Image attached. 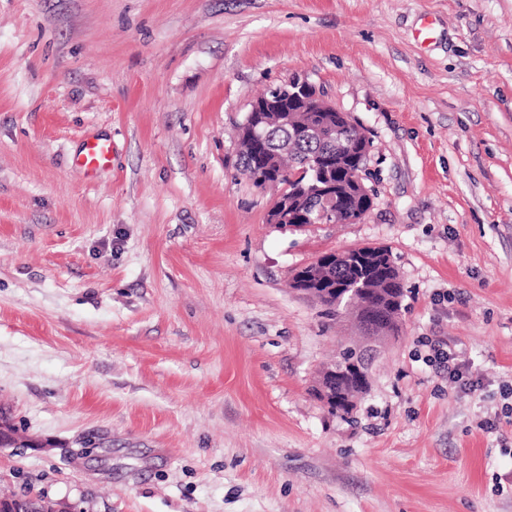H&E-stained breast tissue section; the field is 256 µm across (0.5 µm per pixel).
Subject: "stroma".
Here are the masks:
<instances>
[{
	"instance_id": "obj_1",
	"label": "stroma",
	"mask_w": 512,
	"mask_h": 512,
	"mask_svg": "<svg viewBox=\"0 0 512 512\" xmlns=\"http://www.w3.org/2000/svg\"><path fill=\"white\" fill-rule=\"evenodd\" d=\"M295 77L372 142L361 221L267 223L235 166ZM362 246L403 325L335 414L361 330L290 280ZM0 410L50 443L0 492L85 512H512V0H0ZM111 160L112 143L102 138L86 140L78 157L79 164L90 170L108 167ZM362 359H364V347L361 344L352 345L342 350L336 363L323 369L322 372L327 368H336V372L323 373L316 384L322 402L328 405L330 392L332 394L330 397H334L332 411L348 414L354 406V399L367 390L368 378L365 381V374L353 368V362ZM334 374H336V382L333 381L330 384V381L334 379ZM328 385L330 392L327 389Z\"/></svg>"
}]
</instances>
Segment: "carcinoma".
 <instances>
[{
  "label": "carcinoma",
  "instance_id": "carcinoma-1",
  "mask_svg": "<svg viewBox=\"0 0 512 512\" xmlns=\"http://www.w3.org/2000/svg\"><path fill=\"white\" fill-rule=\"evenodd\" d=\"M241 151L237 167L252 184L260 188L257 176H276L286 186L287 198L300 216H314L322 207L316 188L295 194L296 182L291 177L310 168L315 159L327 160L325 180L320 182L326 190L336 195V224H352L364 218L372 205V191L363 189L353 180L354 173L365 170L371 141L354 124L336 117V143L298 137L288 151L283 142L290 139V132L273 128L266 141L254 145L247 140L243 129L237 130ZM316 276L317 284L309 295L331 311L341 309L350 302L342 289L351 284L364 288L357 306L367 305L381 311L383 319L376 325L375 334L397 336L400 332V315L405 289L388 250L380 247H355L338 253H325L295 272L299 279ZM364 359L360 344L346 347L339 354L333 367L336 381L329 385L336 413H349L354 399L367 390L365 374L353 368V362Z\"/></svg>",
  "mask_w": 512,
  "mask_h": 512
}]
</instances>
